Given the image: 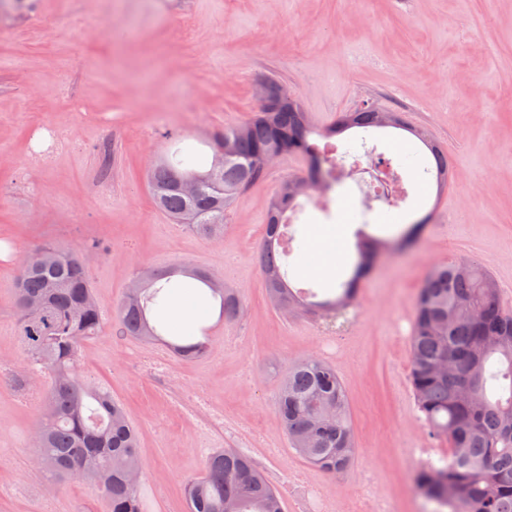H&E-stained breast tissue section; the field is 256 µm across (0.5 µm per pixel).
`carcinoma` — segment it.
Segmentation results:
<instances>
[{
  "mask_svg": "<svg viewBox=\"0 0 512 512\" xmlns=\"http://www.w3.org/2000/svg\"><path fill=\"white\" fill-rule=\"evenodd\" d=\"M371 126L409 132L439 162L436 181L448 187V153L431 133L403 121L398 112L372 104L343 112L315 128L300 99L267 94L264 111L228 122L205 142L210 165L190 152L175 150L149 173L155 206L204 238L224 232V212L273 162L300 155L305 176L278 187L267 212L266 236L258 251L265 287L275 306L287 305L325 320L349 322L357 303L356 283L377 261L414 246L429 218L396 235L362 234L350 276L329 294L314 287L301 293L290 285L277 243V226L292 207L302 183L323 175L330 163L319 141ZM45 262L19 270L13 304L17 332L29 360L48 376L46 406L36 428L35 462L52 478L94 485L105 512H149L137 431L112 394L84 380L76 369L83 341L103 323L86 275L92 250L50 244L31 248ZM175 275L190 277L220 299L219 318L233 322L240 298L224 293L210 271L185 266L156 270L148 280L132 281L117 310L127 335L159 343L178 357L203 356L209 336H171L162 320L152 319L162 290ZM409 382L430 431L448 442L451 461L426 465L412 476V488L429 505L426 512H512V308L501 299L492 275L473 262L457 261L429 270L421 280L410 337ZM275 410L292 449L331 475H343L356 455L345 388L336 370L316 357L293 363L275 396ZM188 512H284L280 494L261 470L233 448L214 451L200 476L185 485Z\"/></svg>",
  "mask_w": 512,
  "mask_h": 512,
  "instance_id": "carcinoma-1",
  "label": "carcinoma"
}]
</instances>
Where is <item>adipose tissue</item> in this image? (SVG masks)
<instances>
[{
  "label": "adipose tissue",
  "instance_id": "adipose-tissue-1",
  "mask_svg": "<svg viewBox=\"0 0 512 512\" xmlns=\"http://www.w3.org/2000/svg\"><path fill=\"white\" fill-rule=\"evenodd\" d=\"M217 313V303L193 280L178 281L167 292L163 315L170 332L195 329Z\"/></svg>",
  "mask_w": 512,
  "mask_h": 512
}]
</instances>
